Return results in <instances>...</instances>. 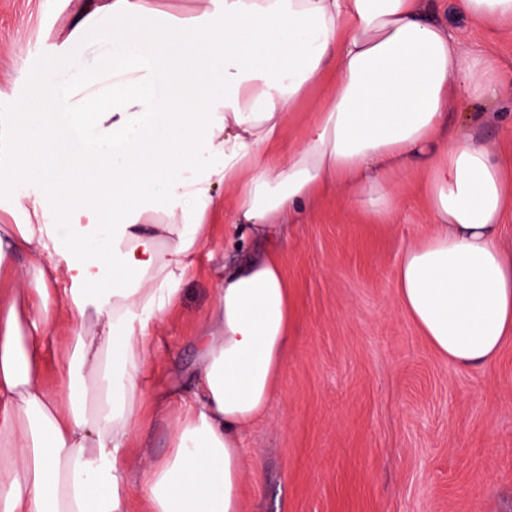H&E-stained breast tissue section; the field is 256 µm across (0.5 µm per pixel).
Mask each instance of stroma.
Masks as SVG:
<instances>
[{
	"label": "stroma",
	"mask_w": 512,
	"mask_h": 512,
	"mask_svg": "<svg viewBox=\"0 0 512 512\" xmlns=\"http://www.w3.org/2000/svg\"><path fill=\"white\" fill-rule=\"evenodd\" d=\"M103 0H0V131L8 132L39 77L67 94L50 143L83 155L112 142V70L119 51L111 30L75 36L77 23ZM463 50L489 52L512 73V32L494 33L449 16ZM66 57L64 67L54 66ZM168 77L155 70L128 109L140 113L148 140L168 116ZM19 159L0 145V225L22 224L18 201L38 199L55 224L70 213L50 203L44 184L18 183ZM392 224L364 223L334 192L291 225L282 261L294 321L272 401L244 432L243 512H512V340L493 365L455 367L438 355L397 303L402 249L430 218L408 185ZM224 262L216 225L183 284L179 311L152 341L145 392L177 412L197 363L193 335L213 299ZM47 339L44 381L58 388L72 338L69 309L57 311ZM165 423L151 421L131 440V468L166 451Z\"/></svg>",
	"instance_id": "35a3bbf8"
}]
</instances>
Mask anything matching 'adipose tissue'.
<instances>
[{"label":"adipose tissue","mask_w":512,"mask_h":512,"mask_svg":"<svg viewBox=\"0 0 512 512\" xmlns=\"http://www.w3.org/2000/svg\"><path fill=\"white\" fill-rule=\"evenodd\" d=\"M219 12L160 15L151 0H109L83 23L151 48L150 63L112 61V133L137 138L123 111L130 71L165 70L172 125L110 163L48 152L45 108L55 92L33 79L42 106L21 112L11 147L18 182L49 186L71 224L0 233V512H130L125 479L145 401L153 331L181 306L182 283L233 189L224 240L234 254L215 274L211 307L194 336L198 363L166 453L139 471L144 512H243V431L266 411L283 368L293 314L282 264L287 224L341 190L368 223L400 210L398 183L420 192L429 232L403 248L397 300L433 349L456 366L494 362L512 339V251L500 235L512 210V160L480 136L512 104L495 61L462 54L438 0H220ZM473 24L512 27V0H454ZM224 62V102L204 111L213 59ZM333 85L285 163L272 160L288 112L325 79ZM482 104L467 127L448 102ZM222 158L190 175L198 143ZM112 204L99 241L92 202ZM111 265V278L100 275ZM68 271L73 337L67 398L43 382L55 330L54 285ZM96 379L89 387L88 379Z\"/></svg>","instance_id":"adipose-tissue-1"}]
</instances>
